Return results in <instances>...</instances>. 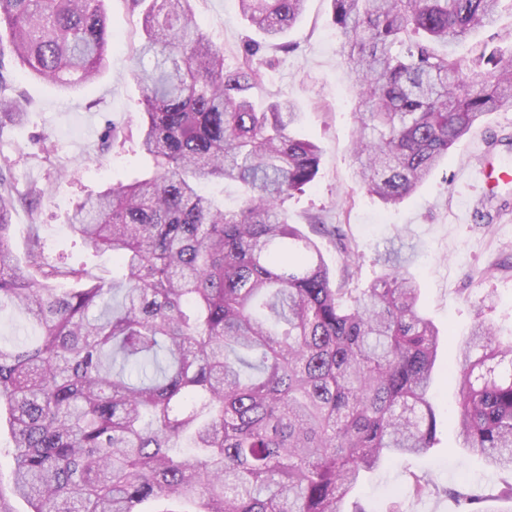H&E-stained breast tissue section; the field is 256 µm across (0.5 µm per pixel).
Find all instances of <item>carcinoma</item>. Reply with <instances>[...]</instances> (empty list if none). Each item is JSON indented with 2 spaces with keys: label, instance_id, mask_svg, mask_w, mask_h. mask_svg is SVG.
<instances>
[{
  "label": "carcinoma",
  "instance_id": "cac0c4a2",
  "mask_svg": "<svg viewBox=\"0 0 512 512\" xmlns=\"http://www.w3.org/2000/svg\"><path fill=\"white\" fill-rule=\"evenodd\" d=\"M305 0H239L268 44ZM505 0H331L360 103L355 177L386 205L411 196L451 148L493 112L512 110V52L455 47ZM142 8L132 50L152 172L75 205L70 228L112 275L44 254L29 225L12 247L18 199L0 171V311L38 328L0 336V423L12 446L11 492L28 512H344L364 476L435 446L430 397L443 345L459 369L458 435L512 472V336L478 321L462 343L440 337L415 278L386 272L339 283L285 201L312 183L321 147L290 134L286 95L255 108L257 49L233 68L199 30L191 0ZM103 0H0L5 51L37 79L74 90L109 64ZM0 97V127L22 118ZM232 182L238 208L202 187ZM457 512H475L464 489Z\"/></svg>",
  "mask_w": 512,
  "mask_h": 512
}]
</instances>
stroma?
Returning a JSON list of instances; mask_svg holds the SVG:
<instances>
[{
  "label": "stroma",
  "instance_id": "1",
  "mask_svg": "<svg viewBox=\"0 0 512 512\" xmlns=\"http://www.w3.org/2000/svg\"><path fill=\"white\" fill-rule=\"evenodd\" d=\"M104 7L114 35L109 66L77 90L25 74L12 55L0 58L24 112L22 122L0 128V166L10 167L18 193L34 185L46 191L37 211L23 206L15 211L16 251L25 249L28 225L37 224L48 260L63 257L108 274L111 253L86 254L68 227L69 216L79 198L129 182L150 163L128 137L142 116L130 52L141 37L142 16L131 10L129 0H104ZM192 8L201 32L223 48L226 66L237 63L247 43H261L263 80L252 91L256 105L265 107L288 94L302 112L296 133L321 145L315 181L288 198L286 207L291 223L301 229L315 217L342 229V245L328 234L316 237L332 275L340 276L351 252L361 264V285H368L383 271L378 253L392 248L420 283L423 308L441 332L460 338L481 316L492 318L502 331L512 330V186L497 193L480 224L471 218L478 188L470 178L489 133L499 141L491 162L512 166V111L487 116L458 141L418 192L386 206L354 179L353 114L359 103L330 0H306L286 51L264 46L263 35L242 17L238 0H192ZM111 126L127 140L106 150L102 141ZM456 369L455 353L441 350L435 365L437 442L427 456L389 462L369 474L353 496L365 512H454L445 492L457 487L479 495V512H502L501 490L512 475L487 467L458 445ZM415 475L428 482V494H412Z\"/></svg>",
  "mask_w": 512,
  "mask_h": 512
}]
</instances>
